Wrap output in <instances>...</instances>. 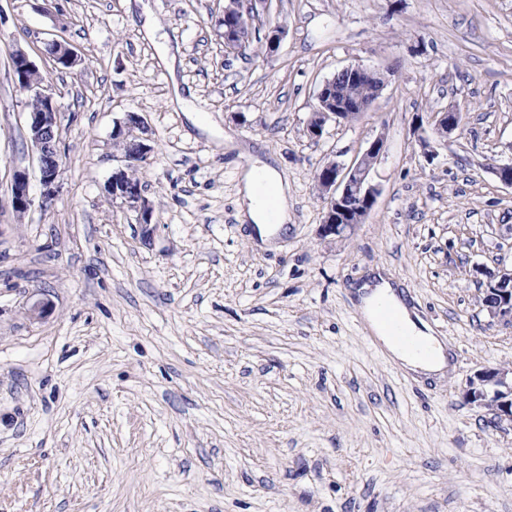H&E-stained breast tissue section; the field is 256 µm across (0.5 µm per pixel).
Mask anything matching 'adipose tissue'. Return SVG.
Instances as JSON below:
<instances>
[{"instance_id": "ef3b65f1", "label": "adipose tissue", "mask_w": 512, "mask_h": 512, "mask_svg": "<svg viewBox=\"0 0 512 512\" xmlns=\"http://www.w3.org/2000/svg\"><path fill=\"white\" fill-rule=\"evenodd\" d=\"M241 216L255 224L262 240H270L278 226L287 224L289 220L288 184L284 181L274 162L257 159L244 170L242 175ZM274 199L277 208L276 221H269L266 209L267 199ZM358 306L369 328L389 354L392 361L414 371L432 373L442 370L447 365L443 345L430 337L426 327L420 326L412 318L410 311L391 282L385 277L382 269L371 270L368 279L358 285L354 291ZM387 301L398 311L408 333L427 339L430 350L427 356H418L397 341L392 339L378 323L375 315L379 301Z\"/></svg>"}]
</instances>
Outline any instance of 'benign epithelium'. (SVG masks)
Returning <instances> with one entry per match:
<instances>
[{
  "label": "benign epithelium",
  "instance_id": "obj_1",
  "mask_svg": "<svg viewBox=\"0 0 512 512\" xmlns=\"http://www.w3.org/2000/svg\"><path fill=\"white\" fill-rule=\"evenodd\" d=\"M267 5L268 0H227L224 4V18L233 23L237 36L243 39L248 35V26L252 20L265 12ZM284 36L285 29L279 23L269 27L267 54L274 55L279 51ZM45 44L55 57L67 61L69 69L74 70L80 64L78 53L63 40L53 37L46 40ZM11 57L19 63L25 90L37 93L38 108L27 113V133L39 161L43 199L53 200L64 191V158L58 139V94L51 84L44 81L28 52L17 47L11 51ZM360 78L373 86L372 95L359 100L346 98L341 84ZM387 82L388 78L383 72L356 65L347 66L325 80L317 93V105L307 122L310 136L319 138L329 125L342 121V110L345 108L363 115L371 108ZM433 122L436 134L444 139L461 129L460 110L452 107L435 116ZM135 129L147 132L142 117L136 112H128L124 121L115 126L112 137L122 145ZM384 151V138L379 136L351 164L331 160L322 166L317 178V188L324 201L322 236H338L364 223L379 194V189L372 183V172ZM105 190L113 201L136 212L138 223L150 229L153 208L144 190L128 180L126 169L113 171ZM31 205L28 173L17 168L11 183L12 209L22 215ZM482 303L492 317L512 322L511 270L486 276ZM467 399L481 406H492L498 417L512 421V368L487 367L477 372L468 381Z\"/></svg>",
  "mask_w": 512,
  "mask_h": 512
}]
</instances>
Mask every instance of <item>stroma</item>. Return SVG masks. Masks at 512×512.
I'll return each mask as SVG.
<instances>
[{
    "mask_svg": "<svg viewBox=\"0 0 512 512\" xmlns=\"http://www.w3.org/2000/svg\"><path fill=\"white\" fill-rule=\"evenodd\" d=\"M147 3L152 39L128 0L4 5L0 512H512V423L464 397L477 371L512 367V322L482 306L485 272L512 266V188L494 174L512 161V0H270L231 59L224 0ZM272 21L286 35L269 56ZM52 34L77 72L41 55ZM16 46L59 93L65 191L48 203ZM350 65L389 81L358 120L310 137L321 84ZM451 106L463 125L443 141L430 119ZM128 112L151 147L148 238L104 190ZM379 136L374 208L321 236L316 168ZM253 149L288 183L268 246L238 217ZM377 267L449 349L444 376L372 341L352 287ZM34 295L50 304L39 320ZM32 205L29 194V177L25 169L16 168L11 183V206L19 215L26 213Z\"/></svg>",
    "mask_w": 512,
    "mask_h": 512,
    "instance_id": "stroma-1",
    "label": "stroma"
}]
</instances>
